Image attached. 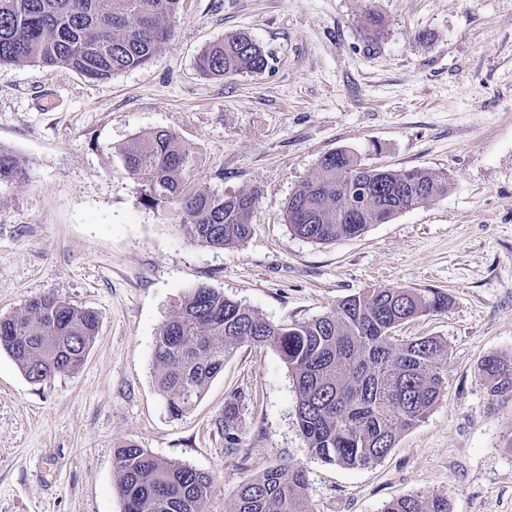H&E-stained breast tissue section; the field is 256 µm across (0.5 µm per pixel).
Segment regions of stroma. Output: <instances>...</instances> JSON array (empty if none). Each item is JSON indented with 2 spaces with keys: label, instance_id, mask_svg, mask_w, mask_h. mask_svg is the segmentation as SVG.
Instances as JSON below:
<instances>
[{
  "label": "stroma",
  "instance_id": "stroma-1",
  "mask_svg": "<svg viewBox=\"0 0 512 512\" xmlns=\"http://www.w3.org/2000/svg\"><path fill=\"white\" fill-rule=\"evenodd\" d=\"M369 9L389 19L371 47L359 29ZM169 23L151 63L107 80L0 66V146L29 173L0 187V316L53 294L99 317L74 373L33 384L0 351V512H123L115 452L127 443L210 473L208 512H230L240 485L280 464L304 470L313 512L432 494L450 512H512V399L490 396L480 372L488 355L512 357V0H183ZM235 31L258 41L268 69L199 73L200 50ZM156 129L194 148L193 188L257 191L243 244L197 245L171 210L142 202L120 151ZM340 149L447 175L448 192L355 238L300 239L287 202ZM202 285L274 323L372 288L441 290L447 310L395 337L447 342V390L362 469L311 455L270 345L236 350L171 416L155 340ZM232 401L233 455L222 431Z\"/></svg>",
  "mask_w": 512,
  "mask_h": 512
}]
</instances>
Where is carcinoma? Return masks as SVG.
I'll use <instances>...</instances> for the list:
<instances>
[{"mask_svg":"<svg viewBox=\"0 0 512 512\" xmlns=\"http://www.w3.org/2000/svg\"><path fill=\"white\" fill-rule=\"evenodd\" d=\"M182 0H0V66L36 64L106 80L149 63L172 31L167 20ZM386 17L364 13L360 30L374 42ZM196 66L224 78L262 73L268 57L244 32H229L201 49ZM125 174L141 200L169 208L191 240L222 249L244 243L257 192H201L191 187L197 156L167 130L134 137L120 152ZM22 159L0 147V186L27 179ZM448 192V176L421 168L389 169L371 178L347 150L325 155L314 175L290 197L286 221L298 237L326 244L363 234L376 222L378 203L392 216ZM448 309L437 289L373 288L345 297L318 318L275 324L249 307L201 286L162 324L155 341L157 383L168 410L179 417L202 396L245 345L276 347L297 389L296 416L312 455L348 468H367L395 446L399 435L426 418L447 388L448 344L433 336L398 343L393 332L421 315ZM99 329L97 314L53 295L29 299L0 317V351L32 383L73 373L84 363ZM491 396L512 398V359L481 362ZM238 404L224 408L225 448L238 449ZM116 490L124 512H206L213 478L189 465L159 459L135 444L117 450ZM306 476L295 465L267 468L234 493L232 512H312ZM383 512H449L448 496H401Z\"/></svg>","mask_w":512,"mask_h":512,"instance_id":"carcinoma-1","label":"carcinoma"}]
</instances>
